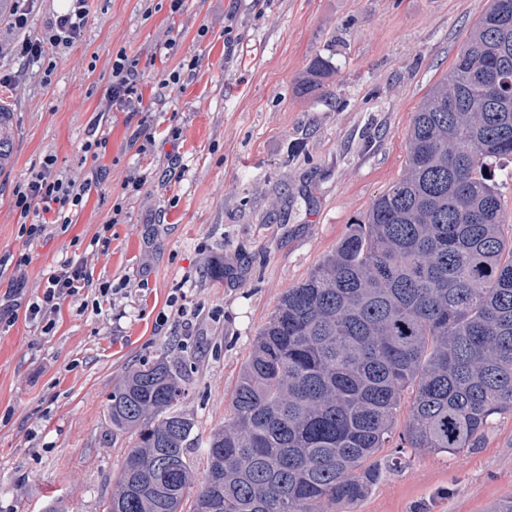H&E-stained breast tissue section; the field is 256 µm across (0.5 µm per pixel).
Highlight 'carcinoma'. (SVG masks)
<instances>
[{
	"mask_svg": "<svg viewBox=\"0 0 512 512\" xmlns=\"http://www.w3.org/2000/svg\"><path fill=\"white\" fill-rule=\"evenodd\" d=\"M335 72L318 58L299 83ZM405 171L280 297L206 442L190 512H354L397 413L407 450L455 455L512 413V238L498 186L512 159V0H491L405 139ZM187 369L164 360L112 391L129 449L103 512H183L195 424L173 411Z\"/></svg>",
	"mask_w": 512,
	"mask_h": 512,
	"instance_id": "cac0c4a2",
	"label": "carcinoma"
}]
</instances>
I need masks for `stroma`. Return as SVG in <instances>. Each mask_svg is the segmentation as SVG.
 <instances>
[{
  "label": "stroma",
  "instance_id": "35a3bbf8",
  "mask_svg": "<svg viewBox=\"0 0 512 512\" xmlns=\"http://www.w3.org/2000/svg\"><path fill=\"white\" fill-rule=\"evenodd\" d=\"M59 0H35L28 26L0 29V72L16 107L13 168L0 176V296L30 253L26 286L62 258L84 257L96 284L122 291L64 303L51 332L25 318L0 324V512H102L130 435L113 434L108 403L131 370L165 359L186 366L176 412L198 440L223 427L238 372L283 292L305 280L350 224L403 173L405 134L427 90L449 71L490 0H88L81 38L29 65L12 47L42 37ZM238 37L224 45V27ZM138 59L141 108L155 143H129L138 124L109 111L112 56ZM195 56V70L181 69ZM337 68L326 96L300 99L316 57ZM180 70L176 90L162 82ZM108 138L98 181L67 230L37 245L18 235L14 187L45 155L81 170L92 124ZM179 137H172V129ZM107 252L88 244L126 176ZM185 295L184 324L168 307ZM512 499V414L496 416L479 448L420 452L388 471L356 512H487Z\"/></svg>",
  "mask_w": 512,
  "mask_h": 512
}]
</instances>
